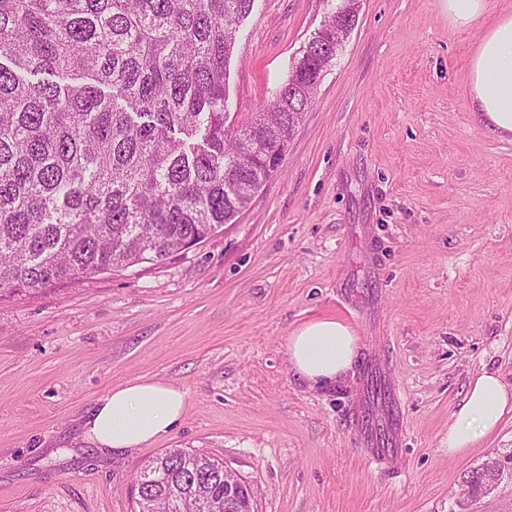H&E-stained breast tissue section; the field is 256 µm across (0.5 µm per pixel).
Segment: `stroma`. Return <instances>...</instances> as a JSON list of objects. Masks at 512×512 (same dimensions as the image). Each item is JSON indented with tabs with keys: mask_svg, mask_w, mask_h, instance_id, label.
<instances>
[{
	"mask_svg": "<svg viewBox=\"0 0 512 512\" xmlns=\"http://www.w3.org/2000/svg\"><path fill=\"white\" fill-rule=\"evenodd\" d=\"M325 0H254L227 79L233 125L286 82ZM479 24L444 0H360L279 169L234 223L160 261L0 298V512H135L134 478L168 448L223 460L254 512H512V479L463 491L512 454V414L452 457L470 378L512 385V137L486 130L467 90ZM340 320L352 370L310 386L284 344ZM401 403L393 469L370 464L358 419ZM183 388L153 444L102 456L84 418L112 387Z\"/></svg>",
	"mask_w": 512,
	"mask_h": 512,
	"instance_id": "35a3bbf8",
	"label": "stroma"
}]
</instances>
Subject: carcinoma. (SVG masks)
<instances>
[{
  "label": "carcinoma",
  "mask_w": 512,
  "mask_h": 512,
  "mask_svg": "<svg viewBox=\"0 0 512 512\" xmlns=\"http://www.w3.org/2000/svg\"><path fill=\"white\" fill-rule=\"evenodd\" d=\"M254 0H0V297L162 260L245 210L354 27L333 3L261 112L227 126V66ZM110 92H104V89ZM512 456L465 479L483 494ZM140 512H224V463L169 448L135 478Z\"/></svg>",
  "instance_id": "carcinoma-1"
}]
</instances>
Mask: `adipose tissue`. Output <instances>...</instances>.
<instances>
[{
    "instance_id": "adipose-tissue-1",
    "label": "adipose tissue",
    "mask_w": 512,
    "mask_h": 512,
    "mask_svg": "<svg viewBox=\"0 0 512 512\" xmlns=\"http://www.w3.org/2000/svg\"><path fill=\"white\" fill-rule=\"evenodd\" d=\"M471 104L494 134L512 135V13L483 33L469 67ZM358 338L343 322L321 319L297 328L287 339L292 370L312 386L333 384L352 368ZM185 390L147 377L122 383L100 398L85 422L86 437L102 452L149 445L179 422ZM512 413V388L497 373L481 372L470 382L448 425V453L458 456L492 435Z\"/></svg>"
}]
</instances>
